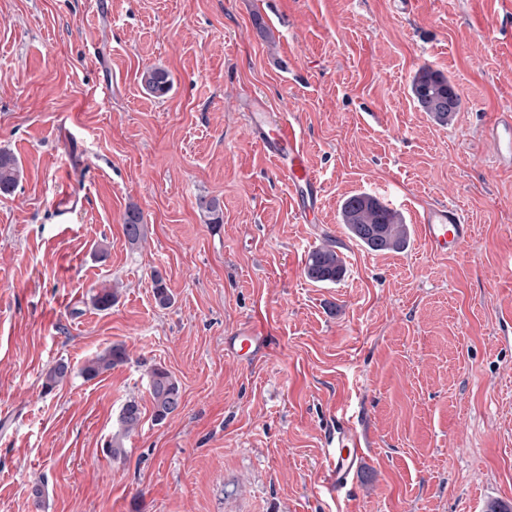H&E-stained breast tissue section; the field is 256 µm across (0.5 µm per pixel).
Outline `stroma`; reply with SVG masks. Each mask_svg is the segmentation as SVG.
I'll use <instances>...</instances> for the list:
<instances>
[{
    "mask_svg": "<svg viewBox=\"0 0 512 512\" xmlns=\"http://www.w3.org/2000/svg\"><path fill=\"white\" fill-rule=\"evenodd\" d=\"M509 36L496 0H417L410 16L392 0H0V150L23 169L0 194V512L512 505V172L481 136L512 108ZM425 65L462 95L448 124L412 98ZM150 66L168 95L143 89ZM254 93L298 115L324 186L313 223L250 137ZM361 192L407 224L453 201L473 238L446 258L414 238L369 251L341 220ZM326 244L346 274L311 282L306 248ZM104 286L119 293L100 311ZM257 321L266 347L237 361L224 340ZM113 344L128 361L84 378ZM60 361L70 376L45 390ZM156 364L182 389L161 423ZM131 398L145 417L115 460L103 444ZM339 419L365 441L342 490L324 467ZM140 82L145 90L154 97H164L170 90L171 77L169 72L161 67L145 68L140 75ZM124 234L130 245H137L145 235V225L137 206H129L123 217Z\"/></svg>",
    "mask_w": 512,
    "mask_h": 512,
    "instance_id": "35a3bbf8",
    "label": "stroma"
}]
</instances>
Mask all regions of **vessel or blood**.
I'll return each mask as SVG.
<instances>
[{
  "mask_svg": "<svg viewBox=\"0 0 512 512\" xmlns=\"http://www.w3.org/2000/svg\"><path fill=\"white\" fill-rule=\"evenodd\" d=\"M255 107L249 132L286 180L296 215L308 219L320 208L322 183L310 167L303 130L294 119L265 120L263 114L268 107L263 101H256ZM483 134L492 148L495 168H512V110L495 113L484 126ZM414 222L420 242L436 256L461 253L473 237V226L466 213L451 201L421 204L414 213ZM261 334V329L251 324L227 337L225 346L237 358L246 359L260 348ZM326 444L330 449L326 458L328 476L332 483L344 485L360 465L361 438L352 426L340 421L327 437Z\"/></svg>",
  "mask_w": 512,
  "mask_h": 512,
  "instance_id": "obj_1",
  "label": "vessel or blood"
}]
</instances>
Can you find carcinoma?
<instances>
[{
  "label": "carcinoma",
  "mask_w": 512,
  "mask_h": 512,
  "mask_svg": "<svg viewBox=\"0 0 512 512\" xmlns=\"http://www.w3.org/2000/svg\"><path fill=\"white\" fill-rule=\"evenodd\" d=\"M140 82L151 95L160 98L169 92L171 77L166 69L151 66L142 71ZM448 89V78L430 66L422 67L411 84V93L418 106L441 124L448 123L454 112L459 110L458 97L449 93ZM21 174L18 159L12 153L0 150V193L13 192ZM342 219L352 237L372 251L399 249L405 243L407 231L400 214L371 194L358 193L346 198L342 205ZM123 229L132 246L144 238L145 225L137 206L131 205L126 210ZM304 273L314 283H335L344 276L345 266L336 250L326 245L309 254ZM151 279L156 302L161 306L171 304L172 295L163 274L155 270ZM115 297L114 290L104 287L92 294L91 303L98 310H107L112 307ZM127 359L126 349L113 345L88 359L80 373L93 379ZM70 374V365L60 361L47 371L43 387L51 390ZM148 390L155 422H163L179 409L180 385L165 367L154 365L150 368ZM142 419L143 410L139 402L134 398L127 400L119 411L116 431L105 443L107 456L114 460L125 457V439L141 426Z\"/></svg>",
  "instance_id": "cac0c4a2"
}]
</instances>
